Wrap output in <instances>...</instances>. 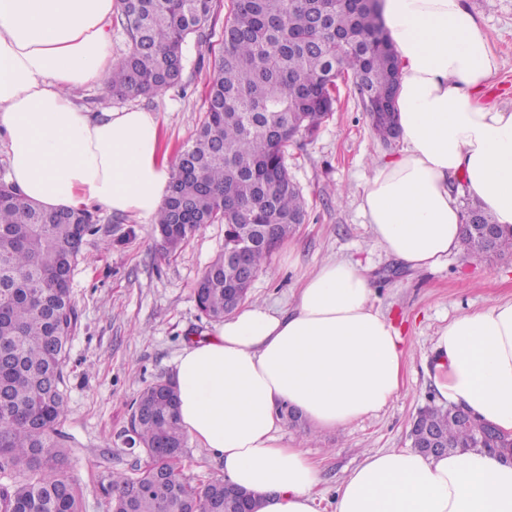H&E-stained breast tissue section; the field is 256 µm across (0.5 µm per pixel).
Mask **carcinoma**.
<instances>
[{
    "instance_id": "carcinoma-1",
    "label": "carcinoma",
    "mask_w": 512,
    "mask_h": 512,
    "mask_svg": "<svg viewBox=\"0 0 512 512\" xmlns=\"http://www.w3.org/2000/svg\"><path fill=\"white\" fill-rule=\"evenodd\" d=\"M128 50L112 66V91L156 95L181 78L184 51L213 19V0H120ZM379 4L366 0H232L223 46L208 65L212 78L205 120L174 161L170 192L156 226L170 230L164 247L177 250L190 232L175 227L182 201L194 223L225 226L224 252L196 283L198 309L210 320L231 314L228 291L244 274L257 275L276 246L305 219L301 193L288 173L294 136L316 131L333 112L330 72L397 90L398 67ZM94 232L85 209L47 210L25 202L0 181V512H83L82 493L58 441L68 402L63 367L78 323L71 278L81 256L73 247L78 225ZM247 248V268L226 252ZM170 379L144 387L132 406L129 440L149 464L138 476L112 475L108 512H190L241 494L221 478L192 484L169 450L185 447L177 408L164 394ZM413 442L434 430L448 453L494 448L512 458V434L473 420L457 422L452 406L430 400L418 414Z\"/></svg>"
}]
</instances>
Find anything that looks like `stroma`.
<instances>
[{
	"label": "stroma",
	"mask_w": 512,
	"mask_h": 512,
	"mask_svg": "<svg viewBox=\"0 0 512 512\" xmlns=\"http://www.w3.org/2000/svg\"><path fill=\"white\" fill-rule=\"evenodd\" d=\"M484 25L500 69L489 98L512 101V0H465ZM211 70L188 47L180 85L153 96L113 98L111 87L77 90L91 112L137 107L156 113L161 146L174 156L200 128ZM336 110L312 137L288 146V170L300 187L306 216L259 271L249 299L292 303L302 278L329 258H352L374 280V303L402 329L410 356L399 393L380 412L330 431H313L302 418H286L285 442L320 461L324 483L318 512H335L336 488L364 451L407 448L412 423L428 404L432 381L424 362L438 330L454 316L512 299V255L450 254L435 269L420 271L388 258L359 209L376 162L398 152L382 143L352 93L338 80ZM96 234L86 237L72 279L79 314L64 368L68 412L60 442L68 470L83 491V512H107L113 473L138 475L147 465L125 443L131 407L140 391L170 376L187 336L213 325L201 317L193 288L224 247V227L207 224L183 247L164 255L153 225L135 217L97 211Z\"/></svg>",
	"instance_id": "35a3bbf8"
}]
</instances>
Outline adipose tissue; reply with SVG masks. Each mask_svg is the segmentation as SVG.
I'll return each instance as SVG.
<instances>
[{
	"instance_id": "1",
	"label": "adipose tissue",
	"mask_w": 512,
	"mask_h": 512,
	"mask_svg": "<svg viewBox=\"0 0 512 512\" xmlns=\"http://www.w3.org/2000/svg\"><path fill=\"white\" fill-rule=\"evenodd\" d=\"M381 3L401 67L402 146L375 166L360 210L390 258L432 269L462 239L456 179L512 232V108L483 99L500 60L464 0ZM118 9V0H0V130L8 181L25 201L148 222L173 175L157 116L135 107L96 114L74 97L105 85ZM372 294L360 261L330 259L290 307L244 305L176 358L185 434L222 461L226 482L258 496V512H317L321 471L283 441L282 409L333 430L399 393L404 338ZM426 369L437 403L512 433V301L452 319ZM335 512H512V465L480 448L370 452L339 486Z\"/></svg>"
}]
</instances>
